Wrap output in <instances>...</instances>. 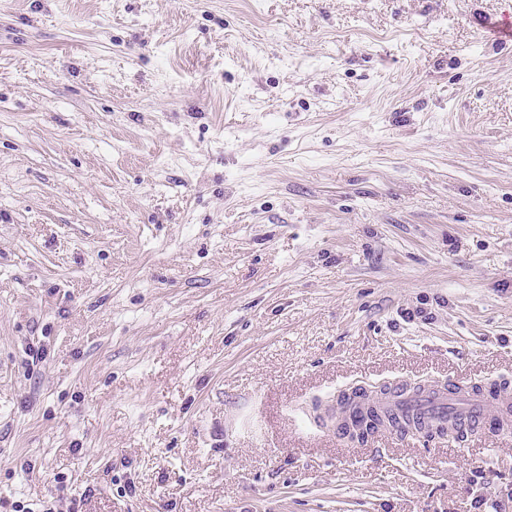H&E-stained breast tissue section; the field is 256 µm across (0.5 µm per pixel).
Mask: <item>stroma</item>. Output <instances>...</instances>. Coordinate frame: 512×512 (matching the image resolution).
Here are the masks:
<instances>
[{"label": "stroma", "instance_id": "1", "mask_svg": "<svg viewBox=\"0 0 512 512\" xmlns=\"http://www.w3.org/2000/svg\"><path fill=\"white\" fill-rule=\"evenodd\" d=\"M512 0H0V512H512ZM455 385L451 382L448 385L425 384L414 390V386L396 384L381 394L376 403L384 413L421 417L434 428L433 438H445L455 430L478 432L491 426L510 432L512 398L503 387L491 384L460 388Z\"/></svg>", "mask_w": 512, "mask_h": 512}]
</instances>
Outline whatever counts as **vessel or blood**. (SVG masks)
<instances>
[{
  "label": "vessel or blood",
  "mask_w": 512,
  "mask_h": 512,
  "mask_svg": "<svg viewBox=\"0 0 512 512\" xmlns=\"http://www.w3.org/2000/svg\"><path fill=\"white\" fill-rule=\"evenodd\" d=\"M377 405L383 412L421 417L439 438L491 426L503 432L512 430V394L498 385L460 388L436 383L416 390L396 384L381 394Z\"/></svg>",
  "instance_id": "1"
}]
</instances>
